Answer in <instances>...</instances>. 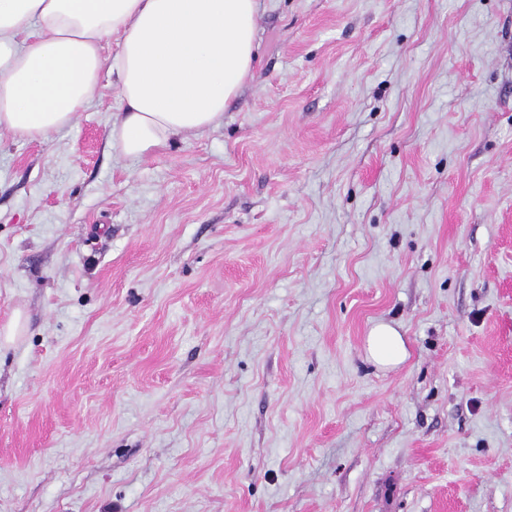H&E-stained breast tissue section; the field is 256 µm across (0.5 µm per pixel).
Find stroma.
<instances>
[{"label": "stroma", "mask_w": 512, "mask_h": 512, "mask_svg": "<svg viewBox=\"0 0 512 512\" xmlns=\"http://www.w3.org/2000/svg\"><path fill=\"white\" fill-rule=\"evenodd\" d=\"M118 117L0 129V512H512V0H261L221 126ZM367 359L381 368H394L408 357L404 336L388 322L376 323L366 337Z\"/></svg>", "instance_id": "stroma-1"}]
</instances>
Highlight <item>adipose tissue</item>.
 <instances>
[{"mask_svg":"<svg viewBox=\"0 0 512 512\" xmlns=\"http://www.w3.org/2000/svg\"><path fill=\"white\" fill-rule=\"evenodd\" d=\"M259 0H0V128L46 141L74 126L104 69L119 80L112 147L137 158L224 122L254 70ZM113 55H105L108 44ZM367 359L408 356L398 327L376 323Z\"/></svg>","mask_w":512,"mask_h":512,"instance_id":"1","label":"adipose tissue"}]
</instances>
